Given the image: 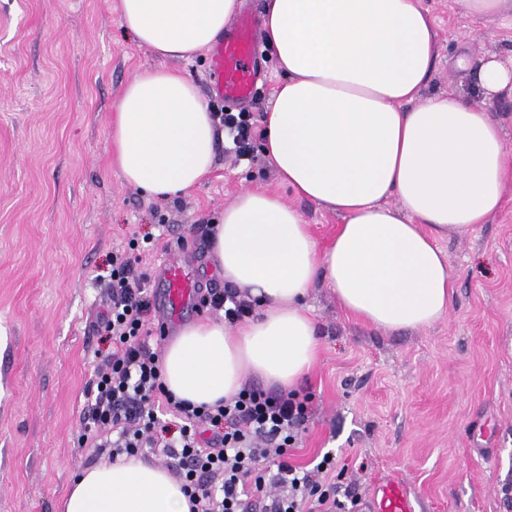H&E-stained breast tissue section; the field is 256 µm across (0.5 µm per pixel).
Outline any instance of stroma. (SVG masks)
I'll return each mask as SVG.
<instances>
[{
    "label": "stroma",
    "instance_id": "obj_1",
    "mask_svg": "<svg viewBox=\"0 0 512 512\" xmlns=\"http://www.w3.org/2000/svg\"><path fill=\"white\" fill-rule=\"evenodd\" d=\"M436 68L426 96L456 91L487 110L512 149V98H484L473 78L489 54L512 56V27L468 15L461 0H423ZM120 23L118 0H0V512H57L96 465L78 448L94 328L112 252L152 234L198 243L199 285L224 287L210 236L226 205L261 186L296 207L320 244L341 216L296 198L266 157L217 153L191 194L159 201L109 168L111 115L138 71L165 66ZM457 273L447 316L396 332L348 317L323 284L306 303L318 360L298 382L314 412L294 461L336 455L363 502L395 477L419 512H512V193L473 233L442 239Z\"/></svg>",
    "mask_w": 512,
    "mask_h": 512
}]
</instances>
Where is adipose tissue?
Listing matches in <instances>:
<instances>
[{
  "mask_svg": "<svg viewBox=\"0 0 512 512\" xmlns=\"http://www.w3.org/2000/svg\"><path fill=\"white\" fill-rule=\"evenodd\" d=\"M123 28L164 58L188 60L227 29L240 0H119ZM262 38L283 78L264 118V153L294 196L342 215L319 246L301 213L262 187L224 209L211 238L225 281L258 300L247 323L183 327L161 360L166 387L212 404L246 377L289 390L315 363L303 299L323 281L341 308L384 330L444 318L456 274L437 245L485 223L512 181V150L487 111L456 93L423 98L437 30L421 0H262ZM478 92L512 96V61L490 56ZM110 168L167 200L214 167L217 128L195 83L141 70L111 124ZM397 207H388V199ZM59 512H189L180 481L141 459L86 468Z\"/></svg>",
  "mask_w": 512,
  "mask_h": 512,
  "instance_id": "1",
  "label": "adipose tissue"
}]
</instances>
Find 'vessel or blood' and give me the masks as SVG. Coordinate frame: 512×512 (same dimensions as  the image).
<instances>
[{
  "instance_id": "vessel-or-blood-1",
  "label": "vessel or blood",
  "mask_w": 512,
  "mask_h": 512,
  "mask_svg": "<svg viewBox=\"0 0 512 512\" xmlns=\"http://www.w3.org/2000/svg\"><path fill=\"white\" fill-rule=\"evenodd\" d=\"M257 59L256 23L244 14L209 52L217 95L239 104L251 99L260 79ZM189 247V242H182L158 266V307L171 319L184 307L198 306L200 301L196 271L186 258ZM418 506L417 498L400 482L389 480L378 486L370 512H418Z\"/></svg>"
}]
</instances>
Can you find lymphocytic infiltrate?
<instances>
[{
  "mask_svg": "<svg viewBox=\"0 0 512 512\" xmlns=\"http://www.w3.org/2000/svg\"><path fill=\"white\" fill-rule=\"evenodd\" d=\"M209 109L224 130L225 154L234 163L254 164V114L228 112L215 101ZM154 247L146 236L112 253L98 325L110 350L86 390L78 447L112 460L148 449L158 453L178 470L190 512H360V497L332 479L335 455L325 453L310 469L290 461L309 418V395L248 385L231 399L195 405L166 389L159 356L149 347L166 334L143 265ZM202 304L230 324L249 317L255 306L232 288L205 289Z\"/></svg>",
  "mask_w": 512,
  "mask_h": 512,
  "instance_id": "1",
  "label": "lymphocytic infiltrate"
}]
</instances>
